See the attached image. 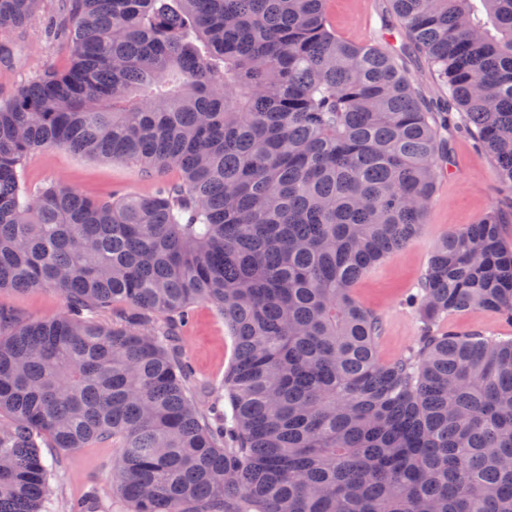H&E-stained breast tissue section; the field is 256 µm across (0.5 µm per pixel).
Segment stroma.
Segmentation results:
<instances>
[{"label": "stroma", "mask_w": 512, "mask_h": 512, "mask_svg": "<svg viewBox=\"0 0 512 512\" xmlns=\"http://www.w3.org/2000/svg\"><path fill=\"white\" fill-rule=\"evenodd\" d=\"M71 6L72 0H41L34 22L0 32V101L9 100L25 78L69 63L68 42L46 37L44 26L50 20H68ZM327 13L341 36L390 53L424 102L439 98L440 86L423 58L407 51L403 32L393 26L390 0H328ZM447 138L448 156L421 234L372 268L353 290L360 303L381 321L377 355L384 362L400 357L416 342L419 322L403 301L417 291L429 257L446 232L476 223L494 209L508 218L502 227V243L512 248V198L503 194L491 162L469 135L451 130ZM26 177L34 187L55 177L87 197L108 200L129 192H151L158 184L176 181L179 173L174 169L149 173L135 164L47 147L31 157ZM0 307L29 320L55 317L64 311L65 302L51 288L4 290ZM178 346L195 379L212 387L222 384L234 357V341L213 307H194L192 325L179 337ZM43 455L55 464L50 512H68L69 504L78 500L91 503V512H127L125 503L112 491L120 459L118 448L92 443L74 450L47 448Z\"/></svg>", "instance_id": "1"}]
</instances>
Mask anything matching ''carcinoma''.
Here are the masks:
<instances>
[{
	"mask_svg": "<svg viewBox=\"0 0 512 512\" xmlns=\"http://www.w3.org/2000/svg\"><path fill=\"white\" fill-rule=\"evenodd\" d=\"M40 0H0V29ZM67 68L0 102V512H44L41 448L121 449L130 512H512V250L492 210L435 247L418 345L384 363L355 284L425 224L448 110L512 190V0H391L442 89L330 25L326 0H73ZM46 146L174 168L92 200L28 158ZM198 302L235 341L227 408L196 400L176 338ZM112 310V324L100 317ZM0 306L12 311L19 319L52 318L65 309L62 296L53 288H41L26 292L2 290ZM448 326L459 332L479 330L486 333L487 336L512 338V324L492 311L449 316Z\"/></svg>",
	"mask_w": 512,
	"mask_h": 512,
	"instance_id": "carcinoma-1",
	"label": "carcinoma"
}]
</instances>
